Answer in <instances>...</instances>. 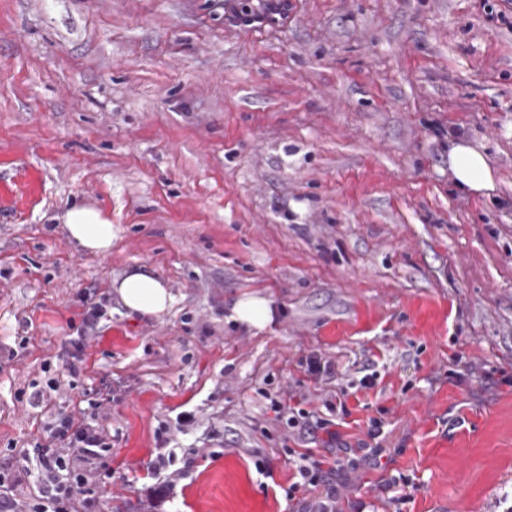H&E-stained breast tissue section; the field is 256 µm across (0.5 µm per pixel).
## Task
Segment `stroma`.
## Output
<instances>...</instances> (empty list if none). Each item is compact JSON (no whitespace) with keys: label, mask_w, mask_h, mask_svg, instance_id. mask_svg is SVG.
<instances>
[{"label":"stroma","mask_w":512,"mask_h":512,"mask_svg":"<svg viewBox=\"0 0 512 512\" xmlns=\"http://www.w3.org/2000/svg\"><path fill=\"white\" fill-rule=\"evenodd\" d=\"M245 6L0 0V470L91 410L112 446L85 485L101 512H292L298 443L270 392L385 448L346 471L342 512H506L512 0H291L230 22ZM457 137L492 190L455 186ZM74 204L111 218L108 253L69 238ZM138 270L175 297L160 317L113 286ZM253 296L261 329L230 318ZM313 353L329 383L305 375ZM163 423L191 463L164 496L146 476ZM305 371L316 382L330 380L336 376V364L319 355H313L306 360Z\"/></svg>","instance_id":"1"}]
</instances>
